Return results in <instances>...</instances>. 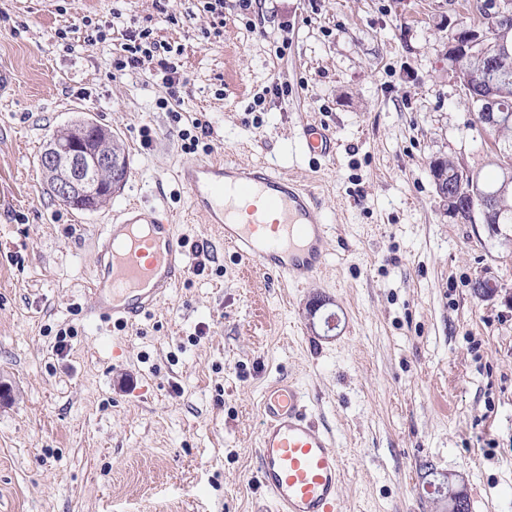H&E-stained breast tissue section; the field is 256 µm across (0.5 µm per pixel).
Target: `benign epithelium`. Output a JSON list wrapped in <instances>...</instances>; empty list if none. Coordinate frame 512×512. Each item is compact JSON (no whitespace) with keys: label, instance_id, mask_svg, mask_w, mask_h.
Listing matches in <instances>:
<instances>
[{"label":"benign epithelium","instance_id":"7a95c632","mask_svg":"<svg viewBox=\"0 0 512 512\" xmlns=\"http://www.w3.org/2000/svg\"><path fill=\"white\" fill-rule=\"evenodd\" d=\"M512 23V5L504 0L485 15V28H461L451 38L448 61L465 89L488 82L490 76L512 70V50L508 43L487 42V31H496ZM480 114L482 125L498 128L506 125L498 111L497 100L487 98ZM126 159L117 147L112 130L95 122L74 124L49 139L43 152L42 168L51 182L55 198L65 206L96 210L107 203L121 182L117 174ZM431 176L448 216L469 222H493L479 172L457 169L453 175L437 160ZM491 277L476 280L474 294L488 300L497 293Z\"/></svg>","mask_w":512,"mask_h":512}]
</instances>
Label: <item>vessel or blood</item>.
I'll use <instances>...</instances> for the list:
<instances>
[{"label":"vessel or blood","instance_id":"1","mask_svg":"<svg viewBox=\"0 0 512 512\" xmlns=\"http://www.w3.org/2000/svg\"><path fill=\"white\" fill-rule=\"evenodd\" d=\"M309 157L333 156L328 130L305 124L299 134ZM177 183L201 216L243 263L301 283L323 269L328 230L315 195L283 172L234 161L182 165ZM87 313L134 327L185 279L189 253L156 208L131 203L104 225L94 246ZM259 485L272 512H339L343 464L334 439L308 414L295 383L278 380L260 402Z\"/></svg>","mask_w":512,"mask_h":512}]
</instances>
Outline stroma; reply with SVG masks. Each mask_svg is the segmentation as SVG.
Listing matches in <instances>:
<instances>
[{
  "label": "stroma",
  "mask_w": 512,
  "mask_h": 512,
  "mask_svg": "<svg viewBox=\"0 0 512 512\" xmlns=\"http://www.w3.org/2000/svg\"><path fill=\"white\" fill-rule=\"evenodd\" d=\"M475 15L476 0H224L220 18L203 0H0V512H259V404L280 378L335 439L342 512H448L446 480L470 512H512V225L449 218L431 177L438 159L494 171L448 62ZM84 16L110 39L86 45ZM130 26L173 48L174 110L156 62L113 73ZM81 119L129 159L93 212L60 205L40 165ZM197 119L209 157L315 194L330 232L315 280L244 275L189 209L175 175ZM314 121L334 158L302 155ZM133 202L214 261L127 330L85 309L94 241Z\"/></svg>",
  "instance_id": "obj_1"
}]
</instances>
